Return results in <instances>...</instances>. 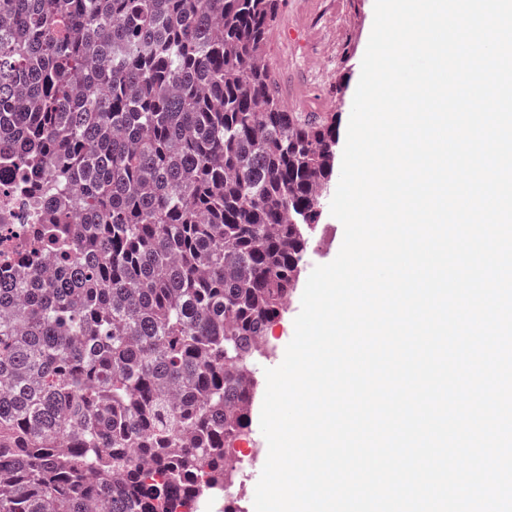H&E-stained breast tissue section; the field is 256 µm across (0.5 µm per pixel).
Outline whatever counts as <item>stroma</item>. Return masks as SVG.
I'll list each match as a JSON object with an SVG mask.
<instances>
[{
    "label": "stroma",
    "instance_id": "35a3bbf8",
    "mask_svg": "<svg viewBox=\"0 0 512 512\" xmlns=\"http://www.w3.org/2000/svg\"><path fill=\"white\" fill-rule=\"evenodd\" d=\"M280 19L288 36L269 43L266 56L284 90L303 88L348 124L373 25L370 0H282Z\"/></svg>",
    "mask_w": 512,
    "mask_h": 512
}]
</instances>
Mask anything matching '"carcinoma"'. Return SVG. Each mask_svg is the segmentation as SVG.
<instances>
[{"label":"carcinoma","mask_w":512,"mask_h":512,"mask_svg":"<svg viewBox=\"0 0 512 512\" xmlns=\"http://www.w3.org/2000/svg\"><path fill=\"white\" fill-rule=\"evenodd\" d=\"M280 0H0V155L45 204L0 280V512H185L251 426L335 112L263 58Z\"/></svg>","instance_id":"1"}]
</instances>
